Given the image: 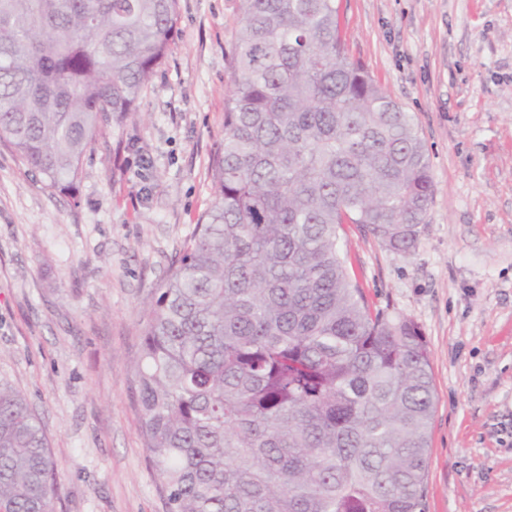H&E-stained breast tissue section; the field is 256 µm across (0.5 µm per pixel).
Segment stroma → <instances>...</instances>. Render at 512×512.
<instances>
[{
	"instance_id": "stroma-1",
	"label": "stroma",
	"mask_w": 512,
	"mask_h": 512,
	"mask_svg": "<svg viewBox=\"0 0 512 512\" xmlns=\"http://www.w3.org/2000/svg\"><path fill=\"white\" fill-rule=\"evenodd\" d=\"M173 49L74 192L0 144V383L48 430L55 512H168L135 371L147 311L215 198L238 0H178ZM351 58L416 120L434 193L411 254L357 224L369 302L434 385L427 512H512V0H340Z\"/></svg>"
}]
</instances>
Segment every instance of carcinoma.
I'll list each match as a JSON object with an SVG mask.
<instances>
[{
    "label": "carcinoma",
    "instance_id": "carcinoma-1",
    "mask_svg": "<svg viewBox=\"0 0 512 512\" xmlns=\"http://www.w3.org/2000/svg\"><path fill=\"white\" fill-rule=\"evenodd\" d=\"M213 205L148 311L143 445L168 512H425L434 387L340 230L416 248L414 116L347 53L336 0H239ZM178 0H0V143L69 192L167 59ZM45 425L0 384V512H53Z\"/></svg>",
    "mask_w": 512,
    "mask_h": 512
}]
</instances>
